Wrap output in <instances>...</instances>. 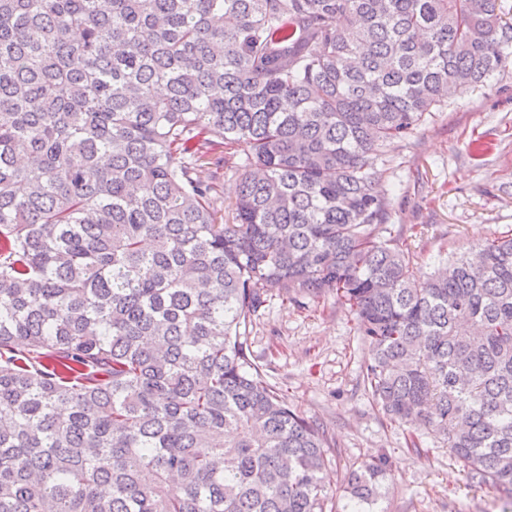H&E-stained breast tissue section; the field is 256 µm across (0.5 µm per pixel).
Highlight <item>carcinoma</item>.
<instances>
[{"label": "carcinoma", "instance_id": "cac0c4a2", "mask_svg": "<svg viewBox=\"0 0 512 512\" xmlns=\"http://www.w3.org/2000/svg\"><path fill=\"white\" fill-rule=\"evenodd\" d=\"M511 44L501 0H0V512H326L242 341L272 288L349 306L373 403L512 499V235L421 274L373 164ZM245 156L242 152L235 154L226 166H224V205H230L235 201L236 185L242 174L244 167H242Z\"/></svg>", "mask_w": 512, "mask_h": 512}]
</instances>
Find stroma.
<instances>
[{
  "label": "stroma",
  "instance_id": "1",
  "mask_svg": "<svg viewBox=\"0 0 512 512\" xmlns=\"http://www.w3.org/2000/svg\"><path fill=\"white\" fill-rule=\"evenodd\" d=\"M374 166L392 198L381 236L422 271L512 232V65L449 95L409 139L381 149ZM268 299L246 329L247 354L281 400L327 428L332 512L348 502L345 474L380 457L388 479L375 512H503L500 493L469 485L442 440L389 422L373 405L363 385L370 347L348 308L330 297L299 307L275 288Z\"/></svg>",
  "mask_w": 512,
  "mask_h": 512
}]
</instances>
